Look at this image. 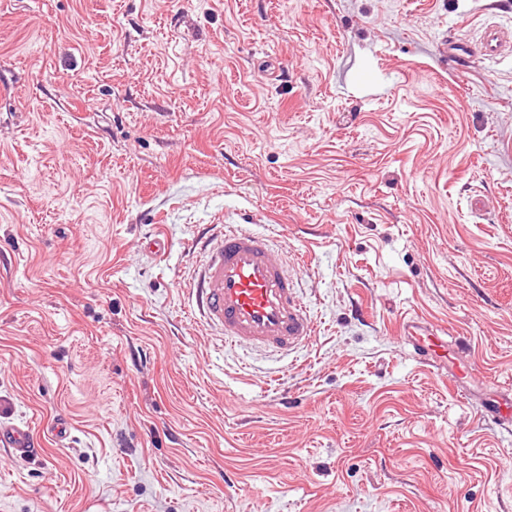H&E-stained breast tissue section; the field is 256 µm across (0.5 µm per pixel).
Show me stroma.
Returning <instances> with one entry per match:
<instances>
[{
	"mask_svg": "<svg viewBox=\"0 0 512 512\" xmlns=\"http://www.w3.org/2000/svg\"><path fill=\"white\" fill-rule=\"evenodd\" d=\"M489 25L512 0H0V420L39 445L0 512H512V424L454 391L512 386ZM217 215L295 263L309 345L191 313ZM428 328L419 321L404 320L401 326V338L412 345L418 359L426 365L438 368L440 359L444 355H436L435 348H443L441 336L425 334Z\"/></svg>",
	"mask_w": 512,
	"mask_h": 512,
	"instance_id": "1",
	"label": "stroma"
}]
</instances>
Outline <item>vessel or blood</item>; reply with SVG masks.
I'll list each match as a JSON object with an SVG mask.
<instances>
[{
    "label": "vessel or blood",
    "instance_id": "1",
    "mask_svg": "<svg viewBox=\"0 0 512 512\" xmlns=\"http://www.w3.org/2000/svg\"><path fill=\"white\" fill-rule=\"evenodd\" d=\"M512 45V31L493 26L479 41L478 51L497 57ZM216 230L202 244L203 258L188 292L193 310L226 346L250 343L271 353H287L313 340L318 326L298 293L297 279L287 261L276 259L273 243L241 225L215 218ZM401 337L418 359L435 367L441 337L427 334L415 320L404 321ZM485 410L494 419L512 416V389L501 388ZM0 446L26 458L37 452L28 429L0 422Z\"/></svg>",
    "mask_w": 512,
    "mask_h": 512
}]
</instances>
